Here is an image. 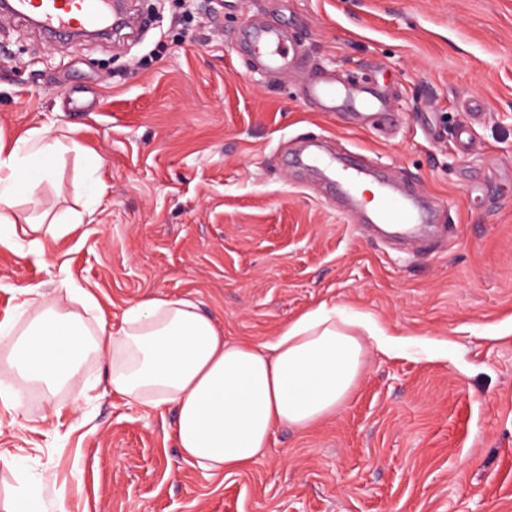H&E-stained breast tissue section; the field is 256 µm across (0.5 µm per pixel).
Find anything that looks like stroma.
Returning a JSON list of instances; mask_svg holds the SVG:
<instances>
[{"label": "stroma", "instance_id": "1", "mask_svg": "<svg viewBox=\"0 0 512 512\" xmlns=\"http://www.w3.org/2000/svg\"><path fill=\"white\" fill-rule=\"evenodd\" d=\"M141 38L50 40L0 16V143L32 130L65 153L32 218L85 213L42 254L0 245V320L24 288L61 309L66 268L108 323L190 298L229 339L269 340L327 303L370 313L369 347L335 416L280 428L250 469L183 461L176 412L112 393L111 358L0 402V512L27 486L43 512H512V0H129ZM278 20L304 66L248 72L237 36ZM379 91L393 121L324 112L307 72ZM468 128L477 147L459 149ZM355 154L433 204L423 244L360 229L299 163Z\"/></svg>", "mask_w": 512, "mask_h": 512}]
</instances>
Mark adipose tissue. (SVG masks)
I'll return each mask as SVG.
<instances>
[{"label":"adipose tissue","instance_id":"1","mask_svg":"<svg viewBox=\"0 0 512 512\" xmlns=\"http://www.w3.org/2000/svg\"><path fill=\"white\" fill-rule=\"evenodd\" d=\"M68 149L80 146L44 131L0 146V243L37 252L44 238H65L82 224L79 213L23 223L15 211ZM58 286L78 310L60 311L39 287L27 288L21 309L32 314L29 326L19 333L14 320L0 321V344L11 349L0 371L52 392L77 378L88 357L109 355L113 392L147 409L174 406L183 459L209 474L249 468L279 427L307 430L335 415L361 375L368 343L387 355L398 349L369 314L348 317L324 303L260 345L225 338L188 298L139 303L110 331L90 292L67 278Z\"/></svg>","mask_w":512,"mask_h":512}]
</instances>
